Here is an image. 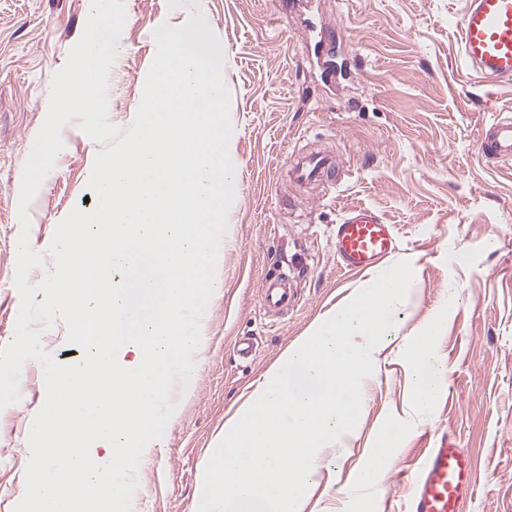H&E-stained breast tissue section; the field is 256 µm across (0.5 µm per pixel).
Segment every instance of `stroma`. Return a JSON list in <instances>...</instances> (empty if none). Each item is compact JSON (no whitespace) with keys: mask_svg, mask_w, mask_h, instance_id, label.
<instances>
[{"mask_svg":"<svg viewBox=\"0 0 512 512\" xmlns=\"http://www.w3.org/2000/svg\"><path fill=\"white\" fill-rule=\"evenodd\" d=\"M109 72L108 117L132 123L155 55L154 31L201 11L224 54L239 164L219 286L206 315L193 389L141 459L131 512H197V479L224 421L283 351L343 301L364 274L344 270L332 235L366 206L398 232L394 261L413 269L403 326L378 356L354 435L321 470L304 512H348L352 473L374 449L393 457L365 512H405L396 472L448 441L475 462L466 512H512V162L491 163L475 139L512 114V83L463 77V0H124ZM89 0H0V347L20 307L14 284L24 163L48 110L51 80L81 38ZM28 211L46 252L73 208L92 210L88 182L100 143L77 122ZM333 148L351 174L334 191L297 187L298 153ZM288 270L299 301L265 315L263 278ZM446 371L432 402L413 394V351L428 324ZM254 341L251 356L233 349ZM21 399L0 410V512H14L29 460L27 428L45 395L40 363L20 375Z\"/></svg>","mask_w":512,"mask_h":512,"instance_id":"35a3bbf8","label":"stroma"}]
</instances>
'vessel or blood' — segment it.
I'll return each instance as SVG.
<instances>
[{"mask_svg": "<svg viewBox=\"0 0 512 512\" xmlns=\"http://www.w3.org/2000/svg\"><path fill=\"white\" fill-rule=\"evenodd\" d=\"M460 30L461 58L467 70L481 74L491 87L512 81V0H465ZM477 145L484 158L512 160V117L502 114L487 123ZM335 166L334 153L302 155L290 166L289 176L301 184L315 183ZM397 248L393 225L383 223L369 208L350 209L336 227V256L348 270H373ZM259 302L267 313L296 305L297 297L287 274L265 279ZM407 481L410 512H462V503L474 491L476 476L469 459L449 444L428 449Z\"/></svg>", "mask_w": 512, "mask_h": 512, "instance_id": "vessel-or-blood-1", "label": "vessel or blood"}]
</instances>
